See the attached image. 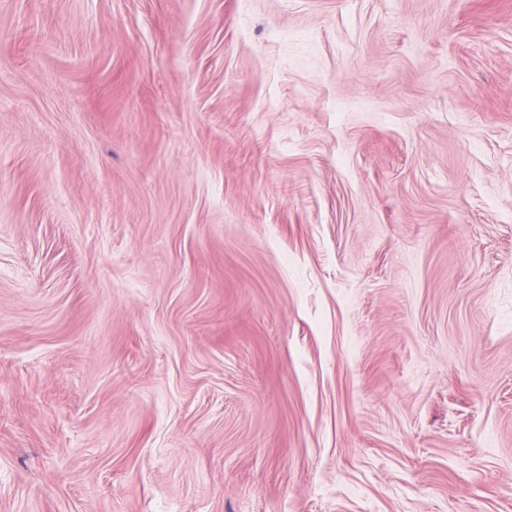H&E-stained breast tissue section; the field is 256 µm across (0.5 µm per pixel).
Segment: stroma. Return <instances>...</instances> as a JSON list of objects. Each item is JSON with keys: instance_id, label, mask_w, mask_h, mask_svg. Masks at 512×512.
<instances>
[{"instance_id": "35a3bbf8", "label": "stroma", "mask_w": 512, "mask_h": 512, "mask_svg": "<svg viewBox=\"0 0 512 512\" xmlns=\"http://www.w3.org/2000/svg\"><path fill=\"white\" fill-rule=\"evenodd\" d=\"M0 512H512V0H0Z\"/></svg>"}]
</instances>
